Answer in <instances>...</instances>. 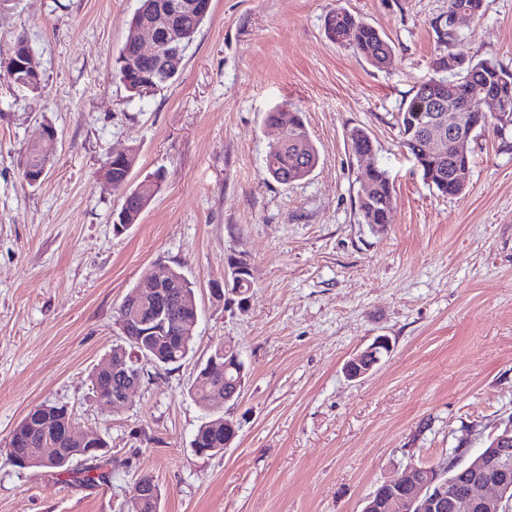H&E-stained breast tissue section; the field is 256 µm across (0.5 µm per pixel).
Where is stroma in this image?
<instances>
[{"mask_svg": "<svg viewBox=\"0 0 512 512\" xmlns=\"http://www.w3.org/2000/svg\"><path fill=\"white\" fill-rule=\"evenodd\" d=\"M139 0H0V52L24 35L42 88L0 76V512H117L153 477L160 512H362L407 464L486 447L512 420V132H476L468 187H429L397 113L448 54L512 71V0H483L453 37L448 0H212L172 84L129 99L114 69ZM345 8L389 39L387 68L333 41ZM301 113L320 161L283 185L264 171L276 135L265 112ZM52 125L44 180L23 178L36 130ZM364 129L394 186L389 223H365ZM134 150L131 183L161 188L116 232L124 194L102 175ZM251 267L245 311L214 300L227 260ZM194 284L191 358L149 368L122 405L92 398L89 376L121 343L118 308L167 269ZM389 353L363 378L343 365L375 337ZM247 375L238 402L200 407L189 389L224 338ZM68 406L109 443L105 481L78 485L5 460L29 409ZM240 424L234 443L196 455L207 415Z\"/></svg>", "mask_w": 512, "mask_h": 512, "instance_id": "obj_1", "label": "stroma"}]
</instances>
